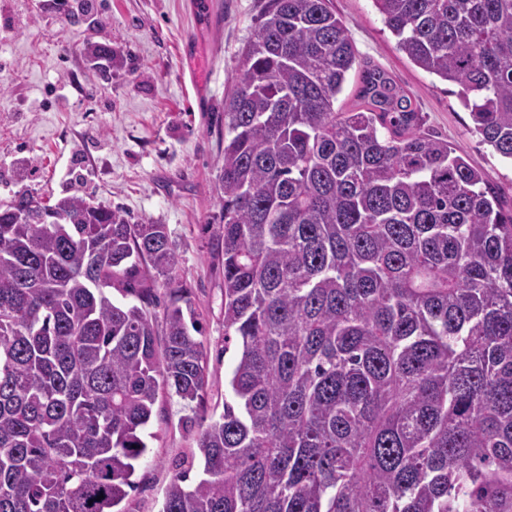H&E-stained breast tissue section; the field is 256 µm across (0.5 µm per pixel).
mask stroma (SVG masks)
Listing matches in <instances>:
<instances>
[{
	"label": "stroma",
	"instance_id": "stroma-1",
	"mask_svg": "<svg viewBox=\"0 0 512 512\" xmlns=\"http://www.w3.org/2000/svg\"><path fill=\"white\" fill-rule=\"evenodd\" d=\"M264 0H0V200L20 188L50 198L79 194L133 224L166 225L180 255L208 349V414L224 411L223 272L214 250L217 160L224 99ZM357 52L414 97L424 129L447 139L485 172L512 207V161L472 134L459 85L396 50L371 0H332ZM112 48V67L92 68L86 42ZM159 398L125 512H159L172 464L194 448L182 417Z\"/></svg>",
	"mask_w": 512,
	"mask_h": 512
}]
</instances>
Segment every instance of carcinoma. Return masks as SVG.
<instances>
[{
	"mask_svg": "<svg viewBox=\"0 0 512 512\" xmlns=\"http://www.w3.org/2000/svg\"><path fill=\"white\" fill-rule=\"evenodd\" d=\"M372 3L512 161V0ZM242 57L215 230L231 399L181 419L162 512H512V210L331 0H265ZM34 196L0 201V512H121L159 397L203 403L201 323L166 225L75 195L22 215Z\"/></svg>",
	"mask_w": 512,
	"mask_h": 512,
	"instance_id": "cac0c4a2",
	"label": "carcinoma"
}]
</instances>
